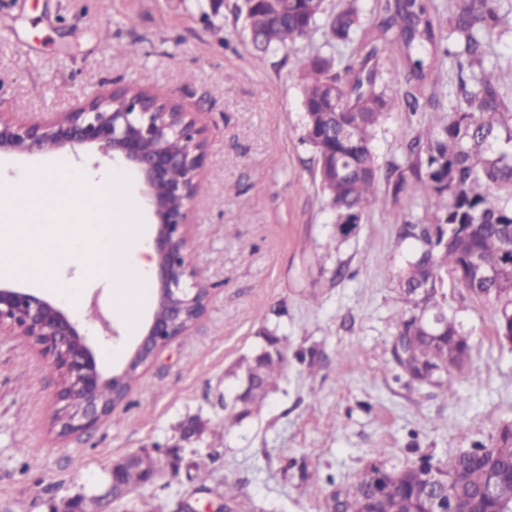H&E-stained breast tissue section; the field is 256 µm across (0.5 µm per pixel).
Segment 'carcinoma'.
<instances>
[{
	"mask_svg": "<svg viewBox=\"0 0 512 512\" xmlns=\"http://www.w3.org/2000/svg\"><path fill=\"white\" fill-rule=\"evenodd\" d=\"M500 0H448V32L434 25L430 0H385L373 29L363 26L358 0L334 10L313 0H236L233 11L261 60L321 32L325 51L296 59L303 80L304 139L317 155L320 187L337 231L348 234L369 211L403 197L423 199V218L405 220L402 237L415 241L400 283L433 284L439 274L461 277L465 288H486L512 305V206L492 189H512V64L490 60L493 38L503 32ZM400 56L404 69H383L384 52ZM455 74V103L448 122L420 132L406 145L405 160L382 164L373 141L387 114L402 106L413 114L439 102L436 80L445 62ZM432 88L430 96L425 89ZM386 191L380 192V183ZM448 235L436 248L432 233ZM393 317L395 335L410 336L409 364L425 369L461 366L469 339L454 318L428 336L416 325L415 300ZM268 349L246 363V388L224 404V423L251 413L276 384L285 357L280 339L266 335ZM462 479L465 507L512 506V434H502L481 456L462 453L445 469L374 465L352 489L336 491L325 512H419L418 487L446 475Z\"/></svg>",
	"mask_w": 512,
	"mask_h": 512,
	"instance_id": "1",
	"label": "carcinoma"
}]
</instances>
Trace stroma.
Listing matches in <instances>:
<instances>
[{"instance_id":"stroma-1","label":"stroma","mask_w":512,"mask_h":512,"mask_svg":"<svg viewBox=\"0 0 512 512\" xmlns=\"http://www.w3.org/2000/svg\"><path fill=\"white\" fill-rule=\"evenodd\" d=\"M322 45L317 33L256 62L242 23L208 0H0V113L46 121L100 87L135 85L196 114L208 145L190 250L211 290L206 314L84 433H58L50 361L21 337L0 336V512H48L101 493L113 463L159 455L194 417L207 424L196 455L207 486L219 496L234 484L241 512H323L333 487L371 464L442 466L512 427V345L497 336L496 300L450 279L436 294L471 343L464 367L448 372L455 397L411 382L394 362L392 317L407 307L398 277L411 248L401 223L421 218L422 202L371 212L337 238L302 140L295 67ZM448 116L395 110L375 150L400 159L406 142ZM113 325L112 339L87 337L107 377L140 339L121 319ZM269 331L286 350L283 374L259 412L224 425L235 373ZM197 488L195 470H166L112 512H177Z\"/></svg>"}]
</instances>
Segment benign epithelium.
I'll return each instance as SVG.
<instances>
[{
	"label": "benign epithelium",
	"instance_id": "7a95c632",
	"mask_svg": "<svg viewBox=\"0 0 512 512\" xmlns=\"http://www.w3.org/2000/svg\"><path fill=\"white\" fill-rule=\"evenodd\" d=\"M95 145L102 156L126 167L141 183L155 222L156 304L149 322L124 368L103 377L78 322L43 294L0 285V335L21 336L52 360L58 374L57 399L61 434L86 431L109 416L128 396L126 372L141 368L175 337L184 335L207 311L211 291L193 280L187 251L195 194L206 160V130L178 104L127 87L97 90L78 109L62 112L45 124H31L15 113H0V152L53 153L68 146L74 155ZM202 439V428L188 421L179 443L163 459L132 456L110 470L109 494L121 496L122 474L138 468L147 483L162 467L177 471L186 446ZM462 489L448 498L437 486L423 487L425 512H456ZM103 497L75 495L49 512H90Z\"/></svg>",
	"mask_w": 512,
	"mask_h": 512
}]
</instances>
